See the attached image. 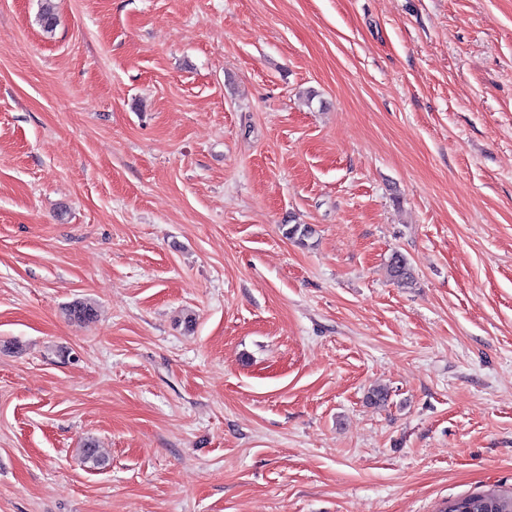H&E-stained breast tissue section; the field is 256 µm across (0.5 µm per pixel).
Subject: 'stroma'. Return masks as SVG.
<instances>
[{
	"instance_id": "obj_1",
	"label": "stroma",
	"mask_w": 512,
	"mask_h": 512,
	"mask_svg": "<svg viewBox=\"0 0 512 512\" xmlns=\"http://www.w3.org/2000/svg\"><path fill=\"white\" fill-rule=\"evenodd\" d=\"M54 2L0 0V512L512 489V0ZM389 275L400 287H412L416 277L408 258L401 252H393L388 260Z\"/></svg>"
}]
</instances>
